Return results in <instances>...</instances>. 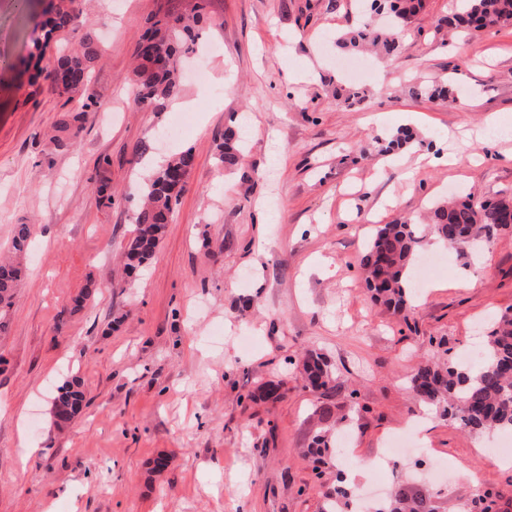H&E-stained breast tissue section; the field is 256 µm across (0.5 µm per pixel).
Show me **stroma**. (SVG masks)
Returning a JSON list of instances; mask_svg holds the SVG:
<instances>
[{
	"mask_svg": "<svg viewBox=\"0 0 512 512\" xmlns=\"http://www.w3.org/2000/svg\"><path fill=\"white\" fill-rule=\"evenodd\" d=\"M195 3L79 0L64 41L98 36L101 55L88 92L66 99L45 77L55 49L30 55L40 0H0V252L16 225L33 228L0 334V512H321L341 471L384 469L385 440L416 420L451 475L434 485L442 512L479 491L512 512L496 439L420 416L406 389L421 361L471 348L489 316L512 311V229L477 258L449 257L404 318L371 301L359 264L375 225L424 223L453 192L512 198V135L488 124L512 121V26L464 32L446 22L455 0H424L398 55L360 54L368 92L350 107L336 39L359 0H207L206 82L184 80L167 111L134 108L138 43ZM420 83L451 95L412 96ZM185 101L187 125L167 136ZM81 107L76 145L55 148V124ZM236 117L246 156L226 172L216 146ZM404 130L413 144L385 152ZM187 148L194 166L157 255L128 277L137 189ZM308 350L335 393L305 386ZM72 377L87 405L58 429L51 397ZM270 380L279 398L250 400ZM326 405L358 413L349 448L317 471L301 450L326 430Z\"/></svg>",
	"mask_w": 512,
	"mask_h": 512,
	"instance_id": "1",
	"label": "stroma"
}]
</instances>
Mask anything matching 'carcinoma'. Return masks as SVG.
<instances>
[{
    "label": "carcinoma",
    "instance_id": "obj_1",
    "mask_svg": "<svg viewBox=\"0 0 512 512\" xmlns=\"http://www.w3.org/2000/svg\"><path fill=\"white\" fill-rule=\"evenodd\" d=\"M370 11L393 17L394 26L380 28L369 19L337 43L359 49L372 46L384 56L400 50L403 23L423 7V0H368ZM76 0H48L41 28L45 43L36 46L43 54L47 44L59 41L73 21ZM203 5L187 14L171 15L153 23L139 46V65L134 71V105L163 112L181 91L178 62L193 50L204 22ZM512 24V0H460L457 12L448 16V26L485 30ZM100 53L98 41L85 35L71 49L59 52L48 73L52 88L65 96L88 90L91 72ZM83 113L69 112L55 126L53 142L66 147L82 129ZM245 143L239 127L224 128V142L218 164L232 169L242 163ZM194 165V154L181 151L158 166L144 181L136 208L134 229L124 244L126 271L135 274L147 267L159 248L166 224L170 223L185 180ZM512 224V199L476 201L469 194L433 208L430 224L422 228L407 221L376 226L364 246L360 264L372 298L395 314H402L415 299L413 277L422 250L433 240L466 259L474 251L489 249L499 232ZM32 235L31 225L18 224L11 243L13 256L0 259V333L6 331L7 316L15 304L25 273V258ZM479 364L455 358L421 362L408 381L418 408L442 420H452L468 432L512 435V314L494 319L484 337ZM299 373L316 391L336 390L335 379L320 354L309 350L302 358ZM85 395L81 382L73 378L60 385L51 401L57 427L72 421L81 411ZM355 411L337 413L327 406L322 418L328 423H350ZM336 452L326 432L313 436L307 453L322 461ZM322 512H349L354 487L343 479L325 494ZM373 512H437L436 496L423 487L402 481Z\"/></svg>",
    "mask_w": 512,
    "mask_h": 512
}]
</instances>
